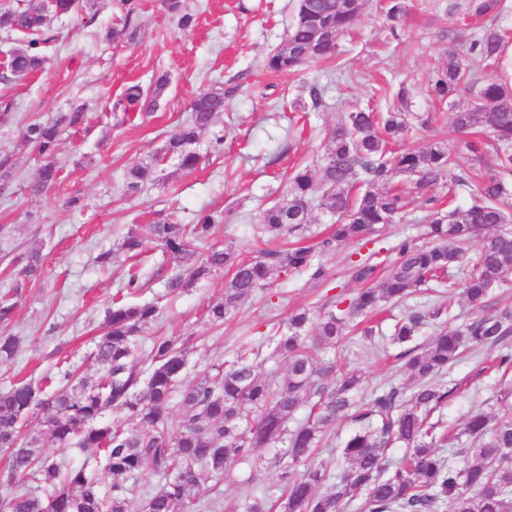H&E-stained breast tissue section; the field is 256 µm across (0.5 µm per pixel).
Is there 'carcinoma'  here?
<instances>
[{
	"label": "carcinoma",
	"mask_w": 512,
	"mask_h": 512,
	"mask_svg": "<svg viewBox=\"0 0 512 512\" xmlns=\"http://www.w3.org/2000/svg\"><path fill=\"white\" fill-rule=\"evenodd\" d=\"M367 0H298L294 22L285 41L267 56V67L292 73L315 60L336 55L337 37L350 31ZM166 11L183 28L195 23V14L183 0H162ZM121 27L106 36L114 42L129 40L137 0H123ZM502 0H449L448 12L466 17L498 14ZM388 19H401L408 0H385ZM42 0L17 7H0V31L27 36L25 47L12 52L9 74L15 78L40 71L46 62L44 48L52 40L46 28ZM504 39L486 28L470 51L496 74L482 79L450 50L446 61L429 81V96L454 108L450 124L458 132L479 128L493 147V162L485 176H454L449 191H463L469 200L445 209L432 189L451 174L455 161L448 148L404 146L393 150L406 130L405 115L394 107L385 112L353 108L328 133L331 149L314 168H297L289 176L285 195L263 210L257 233L268 239L288 234L296 238L285 249H269L259 260L239 258L232 248H212L197 253L193 246L205 240L217 221L202 210L196 224L153 225L154 240L173 259L185 264L167 282L176 292L213 272L230 268L224 297L207 309L210 321L220 323L231 309L263 288L273 269L309 273L310 279H329L318 259L321 252L351 241H362L378 224H391L405 208L403 195L390 187L398 175L412 178L431 217L428 242L401 241L395 256L383 268L384 279L375 283L377 266L370 258L352 267V277L364 288L351 299L329 305L311 319L304 310L288 320V332L265 336L241 346L232 358L203 372L192 385L182 383L192 347L190 336H154L145 356L136 355L137 338L156 321L158 308L151 303L113 299L105 311L92 355L100 366L96 379L77 378L74 371L60 372L56 385L19 380L0 390V449L8 453L0 474V504L5 512H130V495L139 492L138 512H223L218 489L237 463L250 459L257 448H273L288 441L289 462L274 455L283 469L285 493L279 496L282 512H342L357 497L360 512H512V403L500 400L502 414L496 423L484 412L473 414L462 431L431 422L433 413L451 391L432 383L459 357L460 349L505 344L512 336V310L497 315L476 314L459 332L443 328L429 343L413 346L419 329L439 322L447 307L435 303L412 311L393 324L388 336L377 340L379 326L370 318L388 303L404 301L419 285L448 274L467 259L470 271L461 295L467 304L480 305L490 288L512 272V214L501 200L512 194V79L503 53ZM168 79L154 88L134 83L126 86L112 109L133 121L157 105ZM468 104L456 106L460 92ZM223 89L203 91L189 106V116L163 148L176 159L178 169L192 170L198 155L191 149L224 111ZM85 113L77 109L56 122H33L25 127L23 142L43 157L56 151L60 126H77ZM149 166L125 173L130 194L152 176ZM59 170L48 161L41 165L30 191L41 194L57 183ZM333 217L331 233L316 245L305 246L304 232L313 209ZM127 256L144 252L142 239L133 231L118 244ZM360 328L370 350L386 345L405 348V368L413 384L389 385L371 394L361 406L352 395L362 384L355 371L336 370V360L319 354L333 349L352 330ZM265 344L288 357V375L273 383L261 375L256 358ZM176 406L190 414L173 424ZM307 409L295 421L296 413ZM118 411L124 419L107 418ZM359 424L340 449L344 467L332 473L316 460V451L328 447L336 419L342 415ZM34 418L48 424L50 441L64 449L97 450L111 477L108 490L90 473L88 462L74 464L45 450L37 432L20 436ZM293 428H288L290 421ZM491 432L490 441L477 448H459L458 462L436 453L435 447L461 435ZM405 452L394 466L383 464L384 453L395 444ZM149 472L160 483L144 486ZM274 489L248 490L241 512H267Z\"/></svg>",
	"instance_id": "obj_1"
}]
</instances>
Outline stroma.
<instances>
[{"instance_id": "35a3bbf8", "label": "stroma", "mask_w": 512, "mask_h": 512, "mask_svg": "<svg viewBox=\"0 0 512 512\" xmlns=\"http://www.w3.org/2000/svg\"><path fill=\"white\" fill-rule=\"evenodd\" d=\"M134 16L136 35L119 44L105 40L112 25L121 23L118 0H95L91 9L69 16H48L56 39L47 49L43 71L28 78L0 79V159H9L13 178L0 191V293L9 294L16 308L10 322L0 323V335L18 339L14 361L0 363V387L19 378L56 377V364L67 361L87 377H96L91 358L92 336L105 308L122 288L130 265L142 270L139 298L158 300L161 314L145 336L194 337L186 382L224 361L239 345L288 326L297 309L318 310L337 295L353 297L360 288L350 268L371 253L387 256L401 239H423L427 212L420 198L410 197L400 222L377 226L365 241L327 252L321 261L329 273L316 284L302 272L273 270L268 288L231 310L223 324L209 322L207 306L222 298L227 272H219L194 287L168 293L166 281L178 264L154 241L151 226L159 221L192 223L195 213H221L211 244L233 247L244 259L259 257L265 244L253 228L262 210L283 196L286 173L294 163L317 165L328 149L325 131L353 105L386 108L399 88H406L405 111L421 116L407 143H444L456 160V173L473 165L464 135L450 126L451 107L432 101L428 81L444 62L448 44L439 37L448 26L446 0H408L409 11L389 21L379 0H368L352 33L339 37L337 56L318 60L292 74L267 70L268 53L287 36L297 0H185L195 14V26L181 28L160 0H139ZM506 10L481 22L461 21L463 37L456 48L469 55L470 44L483 29L506 32V55L512 60V0ZM169 85L144 120L130 123L112 112L111 100L132 81L150 85L159 76ZM324 88L320 104H312L309 87ZM227 89L224 110L210 132L195 146V169L177 170L168 162L157 167L152 181L136 195L125 194L123 174L148 164L179 129L196 93ZM86 105L84 124L64 129L54 160L60 180L46 192L28 190L41 157L22 141L33 121H51ZM222 134L220 150L210 144ZM136 230L146 252L136 263L117 258L99 262L103 252L116 249L129 230ZM38 253L41 275L31 280L21 270L31 253ZM466 266L451 269L446 282L391 307L382 324L390 332L394 320L462 289ZM399 347L386 356L366 351L353 339L337 350L338 361L359 372L366 394L407 379ZM490 352H468L440 382L451 396L436 413L460 427L476 411L496 413L504 386L512 375L486 371ZM277 449L259 448L237 464L224 482V501L244 494L246 483L280 486L281 469L270 464Z\"/></svg>"}]
</instances>
